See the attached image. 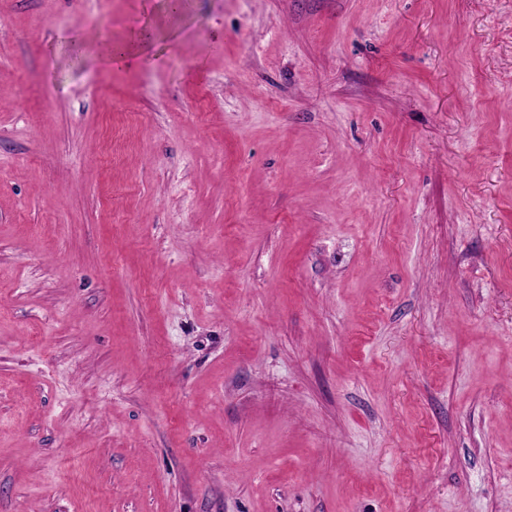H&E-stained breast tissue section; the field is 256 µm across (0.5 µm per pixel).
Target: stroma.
Masks as SVG:
<instances>
[{
    "instance_id": "obj_1",
    "label": "stroma",
    "mask_w": 512,
    "mask_h": 512,
    "mask_svg": "<svg viewBox=\"0 0 512 512\" xmlns=\"http://www.w3.org/2000/svg\"><path fill=\"white\" fill-rule=\"evenodd\" d=\"M164 2L0 0V512H512V0ZM157 40V32L146 21L132 28L123 40L99 43L96 52L99 60L108 67H140L154 63L153 48Z\"/></svg>"
}]
</instances>
